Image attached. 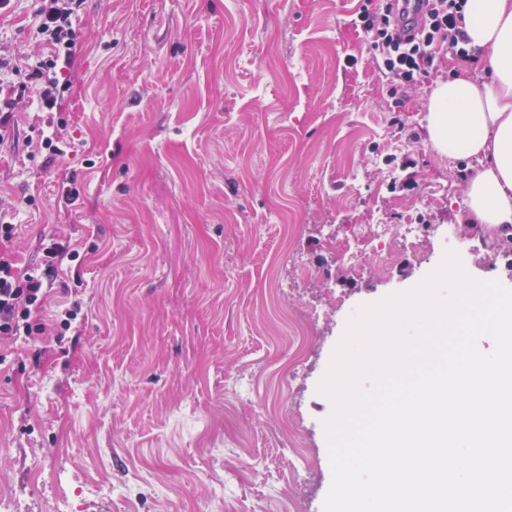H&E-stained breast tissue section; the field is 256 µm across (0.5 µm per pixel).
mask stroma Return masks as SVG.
Masks as SVG:
<instances>
[{
	"mask_svg": "<svg viewBox=\"0 0 512 512\" xmlns=\"http://www.w3.org/2000/svg\"><path fill=\"white\" fill-rule=\"evenodd\" d=\"M357 7L85 0L62 111L21 113L0 146V206L19 209L0 251L77 255L32 318L48 337L0 339V512H283L285 486L323 512L317 386L351 313L434 270L449 225L479 245L469 275L512 288L505 251L457 218L477 161L427 140L431 92L463 59L394 103ZM35 10L16 0L0 44L37 53ZM56 130L69 149L47 168L32 151ZM412 211L431 231L418 257L338 271L347 225ZM294 443L306 486L288 482Z\"/></svg>",
	"mask_w": 512,
	"mask_h": 512,
	"instance_id": "1",
	"label": "stroma"
}]
</instances>
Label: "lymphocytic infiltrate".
Instances as JSON below:
<instances>
[{"instance_id": "f902f5d3", "label": "lymphocytic infiltrate", "mask_w": 512, "mask_h": 512, "mask_svg": "<svg viewBox=\"0 0 512 512\" xmlns=\"http://www.w3.org/2000/svg\"><path fill=\"white\" fill-rule=\"evenodd\" d=\"M466 0H429L421 19L404 18L403 0H385L380 10L361 4L355 20L367 37L368 48L379 71L390 82L389 94L397 97L416 86L441 56L464 55L460 29ZM84 0H38L36 32L44 54L36 63L22 61L0 48V143L14 130L16 105L26 98L39 111H60L65 84L60 74L72 62L78 39L73 21ZM43 267L18 271L14 259L0 254V335L39 340L46 333L42 324L30 321L33 308L41 306L45 283L66 252L53 243L45 249Z\"/></svg>"}]
</instances>
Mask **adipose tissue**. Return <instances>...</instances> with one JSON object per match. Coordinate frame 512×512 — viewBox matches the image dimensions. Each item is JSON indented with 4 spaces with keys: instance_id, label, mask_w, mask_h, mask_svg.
Segmentation results:
<instances>
[{
    "instance_id": "adipose-tissue-1",
    "label": "adipose tissue",
    "mask_w": 512,
    "mask_h": 512,
    "mask_svg": "<svg viewBox=\"0 0 512 512\" xmlns=\"http://www.w3.org/2000/svg\"><path fill=\"white\" fill-rule=\"evenodd\" d=\"M461 29L489 75L437 83L427 136L439 154L479 161L460 219L493 232L512 225V0H468Z\"/></svg>"
}]
</instances>
